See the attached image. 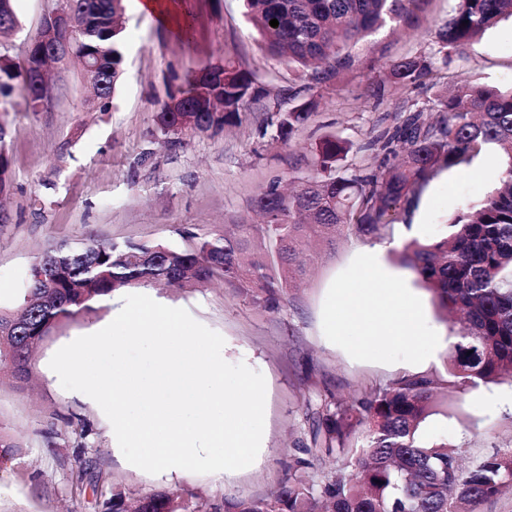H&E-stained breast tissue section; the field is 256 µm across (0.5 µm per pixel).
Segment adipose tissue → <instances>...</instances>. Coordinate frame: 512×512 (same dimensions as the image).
<instances>
[{
  "instance_id": "1",
  "label": "adipose tissue",
  "mask_w": 512,
  "mask_h": 512,
  "mask_svg": "<svg viewBox=\"0 0 512 512\" xmlns=\"http://www.w3.org/2000/svg\"><path fill=\"white\" fill-rule=\"evenodd\" d=\"M331 319L351 329L356 348L377 351L382 340L406 345L422 330V311L400 288L384 279L372 256H365L354 284L339 289Z\"/></svg>"
}]
</instances>
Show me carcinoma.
<instances>
[{
	"label": "carcinoma",
	"mask_w": 512,
	"mask_h": 512,
	"mask_svg": "<svg viewBox=\"0 0 512 512\" xmlns=\"http://www.w3.org/2000/svg\"><path fill=\"white\" fill-rule=\"evenodd\" d=\"M261 48L288 62L321 90L354 74L369 38L384 29L418 28L432 0H244ZM90 20L75 42L78 54L102 62L117 83L123 65V0H76ZM276 19L279 25L270 26ZM512 19V0H457L435 31L437 49L428 56L384 59L385 82L398 90L426 87L439 62L463 55L486 31ZM468 24H463V21ZM27 91L26 67L3 70ZM258 77L230 59L191 71L157 113L165 136L204 133L239 121L256 98ZM284 112L278 99L266 107L263 130L293 145L318 101L298 99ZM393 129L365 149L382 154L367 174L338 165L347 141L324 136L308 175L292 192L274 181L261 189L254 209L261 224H236L219 234H192L191 246L88 241L60 244L36 257L21 302L0 309L1 323L19 324L16 335L0 338V373L24 382L31 352L64 321L96 311L124 288H193L212 281L254 306L279 309L284 290L306 273L313 239L335 245L347 228L378 239L417 206L425 185L445 168L470 164L488 147L506 156L500 185L475 205L464 203L448 219L443 235L409 239L401 251L432 293L434 303L459 327L448 352V379L403 374L368 395L343 402L332 397L315 410V441L326 454L349 457L319 484L310 482L305 460L288 480L265 497H224L208 502L193 495L156 491L130 499L121 491L100 493L98 512H477L478 506L512 487V451L496 452L468 472L463 448L424 445L421 424L442 391L512 384V89L468 78L438 90L423 105H402ZM365 438L358 445L357 432ZM21 455V447L0 429V464Z\"/></svg>",
	"instance_id": "cac0c4a2"
}]
</instances>
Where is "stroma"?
<instances>
[{
	"instance_id": "1",
	"label": "stroma",
	"mask_w": 512,
	"mask_h": 512,
	"mask_svg": "<svg viewBox=\"0 0 512 512\" xmlns=\"http://www.w3.org/2000/svg\"><path fill=\"white\" fill-rule=\"evenodd\" d=\"M161 19L138 13L124 0V68L107 111L86 105L87 85L75 60L54 64L55 96L42 111H30L21 90L0 106V140L11 163L13 184L0 202V307L14 306L24 292L35 256L62 242L141 241L172 249L188 245L189 234L220 232L228 224H252L253 199L277 179L304 176L311 147L324 135L347 140L343 164L372 169L379 159L362 148L392 122L400 98L378 69L363 67L353 78L317 92L319 106L294 137L295 148L261 136L271 96L302 90L303 81L283 62L260 49L244 15L242 0H162ZM59 0H14L18 26L0 35V56L22 64L43 16ZM369 57L388 47L391 55L429 53L423 30L375 35ZM229 57L256 72L265 93L252 101L239 121L221 130L190 134L176 141L160 136L155 114L185 74ZM479 77L512 87V21L500 22L464 55L439 65L435 81L445 88ZM499 152L486 149L464 167L440 171L425 186L411 217L415 235L446 231L448 217L462 203H475L503 176ZM403 223L386 230L388 246L344 232L332 246H320L311 271L289 286L279 311L255 307L223 284L205 288L152 287L155 297L187 309L219 333L224 358L245 363L266 380L265 451L258 464L229 476L181 471L171 477L130 467L112 448V425L93 401L62 388L49 361L74 337L90 334L112 320V304L82 315L40 344L31 360V379L16 384L0 379V421L22 446L12 465L0 468V512H96L95 482L129 495L171 490L205 500L258 498L279 488L289 464L309 461L316 481L331 475L335 463L316 457L309 412L327 395L352 400L405 373L447 378V348L426 362L408 348L387 344L380 353L354 350L329 316L335 293L353 280L365 254L391 282L416 296L425 311L426 337H447L451 328L416 275L400 265L397 253L408 237ZM89 429L86 439L74 430ZM424 440H448L467 450L464 465L512 449V385L472 392L449 389L422 427Z\"/></svg>"
}]
</instances>
